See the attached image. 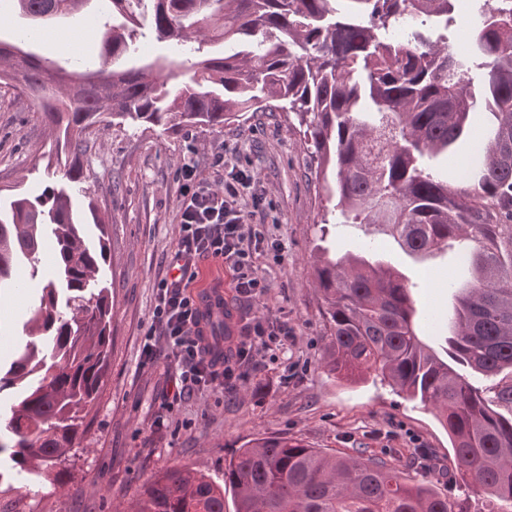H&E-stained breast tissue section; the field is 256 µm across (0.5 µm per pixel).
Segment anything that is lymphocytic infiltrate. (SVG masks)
<instances>
[{"label":"lymphocytic infiltrate","instance_id":"obj_1","mask_svg":"<svg viewBox=\"0 0 512 512\" xmlns=\"http://www.w3.org/2000/svg\"><path fill=\"white\" fill-rule=\"evenodd\" d=\"M215 168L224 175L219 184L203 178L196 167L181 168L182 193L178 201L177 247L169 266L173 276L156 285V304L151 337L145 340V360L156 356L154 337H164L175 361L173 401L185 400L195 392L221 390L243 379L245 366L275 350H283L291 336L284 322L253 319L242 327L234 357L213 356L205 344L200 324L203 300L190 290L199 261L208 260L232 271L236 292L249 301L265 296L269 284L253 261L257 252L280 261L286 246L268 234L264 225L248 223L240 207L243 195H250L253 207L265 197L255 191V179L245 168H226L223 155H215Z\"/></svg>","mask_w":512,"mask_h":512}]
</instances>
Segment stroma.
<instances>
[{
  "mask_svg": "<svg viewBox=\"0 0 512 512\" xmlns=\"http://www.w3.org/2000/svg\"><path fill=\"white\" fill-rule=\"evenodd\" d=\"M484 112L470 116V131L448 156V175L460 177L477 157L489 125ZM94 147L82 158L85 190L81 203H95L108 219L104 233L109 257L104 275L112 292V345L109 366L86 421L88 432L72 462L65 487L41 479L34 489L0 484V512H115L135 498L159 471L169 467L203 471L224 479V462L256 438L298 439L338 455L381 457L410 481H427L441 495L467 500L470 512H488L484 491L457 477L447 430L431 408L393 391L374 377L349 383L324 372L328 342L324 303L313 288L312 257L318 247L355 252L372 240L371 228L340 224L328 236L319 225L331 208L298 125L285 112H250L218 127H183L162 132L104 123L92 128ZM250 169L266 201L241 205L253 224L266 225L287 246L282 262L258 257L270 288L261 301L230 296L236 317L261 316L287 322L293 335L287 363L267 362L249 371L235 388L203 390L167 407L175 366L165 340L145 362L142 346L152 321L155 284L169 275L177 238L179 169L186 164L212 177L211 160ZM51 138L31 101L0 83V192L30 193L61 179ZM386 256L412 283L418 313L428 317L422 340L437 354L448 349V327L456 288L467 270L445 254L413 259L396 244ZM0 295V363L9 364L15 347L26 343L23 325L30 309L17 307L20 295ZM429 449L430 470L417 464L415 447Z\"/></svg>",
  "mask_w": 512,
  "mask_h": 512,
  "instance_id": "35a3bbf8",
  "label": "stroma"
}]
</instances>
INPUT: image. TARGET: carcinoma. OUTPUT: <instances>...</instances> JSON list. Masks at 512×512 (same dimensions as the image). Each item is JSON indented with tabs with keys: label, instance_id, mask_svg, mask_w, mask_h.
<instances>
[{
	"label": "carcinoma",
	"instance_id": "carcinoma-1",
	"mask_svg": "<svg viewBox=\"0 0 512 512\" xmlns=\"http://www.w3.org/2000/svg\"><path fill=\"white\" fill-rule=\"evenodd\" d=\"M40 26L93 0H13ZM457 0H150L159 42L198 43L192 76L178 64L134 57L144 0H109L98 67L72 70L0 38V81L32 100L66 157L61 180L36 194L0 197V291L39 272L53 243L52 276L25 327L33 337L6 368L0 393L10 466L0 481L54 473L87 433L86 410L108 367L112 297L102 279L104 237L93 243L75 214L73 184L92 149L86 131L112 118L165 132L221 126L241 112H289L320 171L338 224H365L423 260L459 247L471 279L448 316L459 373L419 338L410 285L373 242L314 256L330 341L322 368L356 382L371 374L432 407L448 430L455 470L512 512V0H476L468 48L444 31ZM430 25L436 38L421 28ZM204 43L232 51L211 55ZM477 109L493 117L477 166L457 183L431 162L448 157ZM489 382L475 385L470 376ZM467 512L463 502L412 483L385 460L337 456L288 438H257L224 464V484L186 468L157 474L121 512Z\"/></svg>",
	"mask_w": 512,
	"mask_h": 512
}]
</instances>
